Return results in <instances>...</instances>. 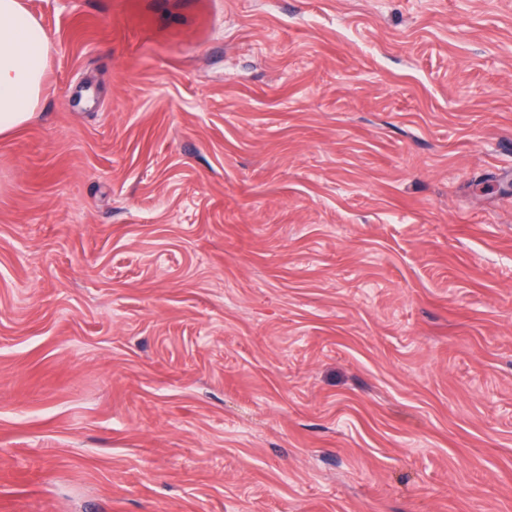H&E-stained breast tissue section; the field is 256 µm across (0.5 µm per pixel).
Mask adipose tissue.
<instances>
[{
	"label": "adipose tissue",
	"instance_id": "adipose-tissue-1",
	"mask_svg": "<svg viewBox=\"0 0 512 512\" xmlns=\"http://www.w3.org/2000/svg\"><path fill=\"white\" fill-rule=\"evenodd\" d=\"M51 50L48 32L22 0H0V135L37 118Z\"/></svg>",
	"mask_w": 512,
	"mask_h": 512
}]
</instances>
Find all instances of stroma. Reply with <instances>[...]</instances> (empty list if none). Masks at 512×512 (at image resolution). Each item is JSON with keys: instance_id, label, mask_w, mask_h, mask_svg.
<instances>
[{"instance_id": "35a3bbf8", "label": "stroma", "mask_w": 512, "mask_h": 512, "mask_svg": "<svg viewBox=\"0 0 512 512\" xmlns=\"http://www.w3.org/2000/svg\"><path fill=\"white\" fill-rule=\"evenodd\" d=\"M0 512H512V0H25Z\"/></svg>"}]
</instances>
